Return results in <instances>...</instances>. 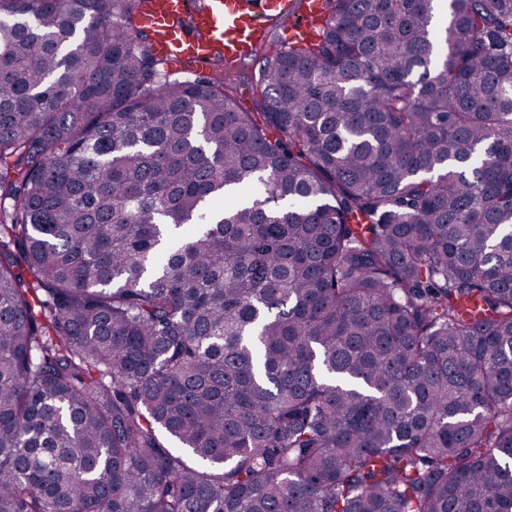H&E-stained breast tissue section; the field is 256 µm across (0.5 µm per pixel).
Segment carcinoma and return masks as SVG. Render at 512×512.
<instances>
[{
  "instance_id": "carcinoma-1",
  "label": "carcinoma",
  "mask_w": 512,
  "mask_h": 512,
  "mask_svg": "<svg viewBox=\"0 0 512 512\" xmlns=\"http://www.w3.org/2000/svg\"><path fill=\"white\" fill-rule=\"evenodd\" d=\"M140 2L0 0V512H512V0ZM189 1L192 12L204 0ZM298 1L296 10L288 19L291 10V1L288 0H207L192 14L190 27L184 23L189 5L185 0H143L140 11L155 34V48L159 54L178 61L203 62L207 59L203 63L177 64L167 59L165 69L168 72L175 77L190 79L195 75L223 76L230 73L240 108L252 111L256 97L254 73L258 69L260 50L256 56L237 64H226L224 60L217 64L211 56L220 52L225 60L241 59L264 40L271 25L288 20L269 31V39L272 37L280 43L284 29L306 15L308 0ZM185 19H190V13Z\"/></svg>"
}]
</instances>
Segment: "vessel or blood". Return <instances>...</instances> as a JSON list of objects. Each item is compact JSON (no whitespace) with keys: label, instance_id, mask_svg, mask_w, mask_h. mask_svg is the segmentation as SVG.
<instances>
[{"label":"vessel or blood","instance_id":"vessel-or-blood-1","mask_svg":"<svg viewBox=\"0 0 512 512\" xmlns=\"http://www.w3.org/2000/svg\"><path fill=\"white\" fill-rule=\"evenodd\" d=\"M290 0H142L143 20L155 34L159 54L202 62L214 53L237 60L261 43L273 24L286 21Z\"/></svg>","mask_w":512,"mask_h":512}]
</instances>
